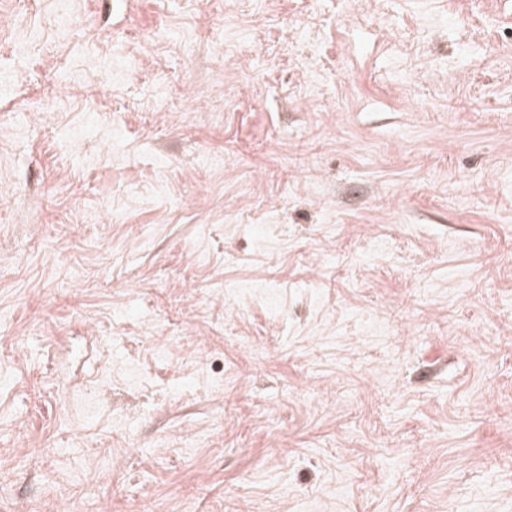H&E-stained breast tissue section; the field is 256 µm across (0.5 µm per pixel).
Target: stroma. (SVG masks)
Instances as JSON below:
<instances>
[{"mask_svg": "<svg viewBox=\"0 0 512 512\" xmlns=\"http://www.w3.org/2000/svg\"><path fill=\"white\" fill-rule=\"evenodd\" d=\"M52 26L0 0V512H512V0ZM142 34L164 112L82 64Z\"/></svg>", "mask_w": 512, "mask_h": 512, "instance_id": "35a3bbf8", "label": "stroma"}]
</instances>
